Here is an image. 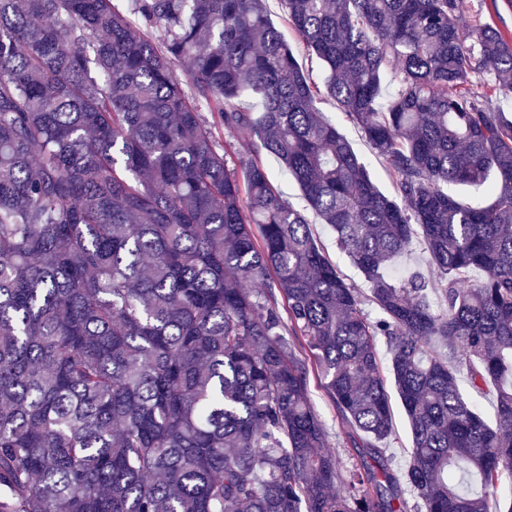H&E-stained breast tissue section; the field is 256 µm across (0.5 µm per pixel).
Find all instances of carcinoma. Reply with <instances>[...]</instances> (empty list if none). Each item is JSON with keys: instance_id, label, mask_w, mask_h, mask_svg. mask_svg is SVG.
<instances>
[{"instance_id": "carcinoma-1", "label": "carcinoma", "mask_w": 512, "mask_h": 512, "mask_svg": "<svg viewBox=\"0 0 512 512\" xmlns=\"http://www.w3.org/2000/svg\"><path fill=\"white\" fill-rule=\"evenodd\" d=\"M118 2L0 0V512H512V112L471 80L512 98V38L463 27L465 0H281L321 89L268 0ZM417 228L435 281L386 272ZM381 337L412 435L401 476L380 448ZM312 371L374 464L325 450ZM269 10L271 12V19L276 25H278L285 34L286 40L289 46L298 55L300 61L303 64L306 74L309 75L310 79L316 82L318 85H322L324 77V65L315 56H309L306 53L304 46L298 37V35L289 29L283 22L285 7L279 0H269ZM319 102L320 110L325 113L329 120L338 125L361 160L370 167L381 188L390 194L393 193L392 178L385 169L382 159L378 157L376 151L366 140L361 130L344 116L334 100L323 98ZM263 165L270 171L272 180L276 188L295 208L303 210L313 225L314 232L326 247L331 258L336 261L342 274L349 283L361 292H367V284L359 270L350 262V260L336 248L335 236L333 231L326 225L321 224L320 219L310 210L303 199L297 183L288 175V172L282 167L281 163L272 156H262Z\"/></svg>"}]
</instances>
